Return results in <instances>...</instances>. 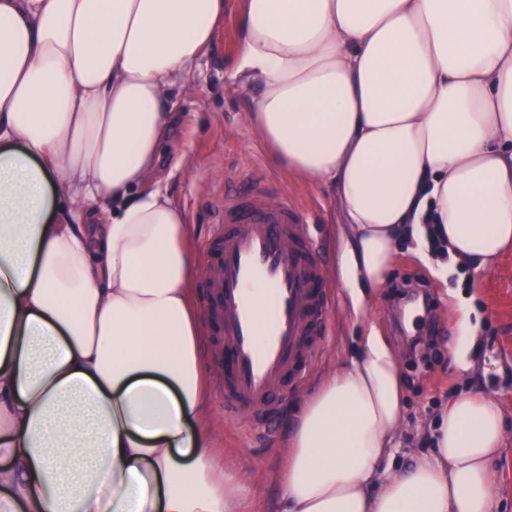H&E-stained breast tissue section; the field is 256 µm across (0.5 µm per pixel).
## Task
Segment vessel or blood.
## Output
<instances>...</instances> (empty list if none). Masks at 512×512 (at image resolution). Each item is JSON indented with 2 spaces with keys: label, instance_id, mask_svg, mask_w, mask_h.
<instances>
[{
  "label": "vessel or blood",
  "instance_id": "1",
  "mask_svg": "<svg viewBox=\"0 0 512 512\" xmlns=\"http://www.w3.org/2000/svg\"><path fill=\"white\" fill-rule=\"evenodd\" d=\"M227 181L248 192L218 200L205 286L221 310L224 417L256 425L312 372L331 297L301 211L249 170Z\"/></svg>",
  "mask_w": 512,
  "mask_h": 512
}]
</instances>
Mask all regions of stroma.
Returning <instances> with one entry per match:
<instances>
[{
    "instance_id": "35a3bbf8",
    "label": "stroma",
    "mask_w": 512,
    "mask_h": 512,
    "mask_svg": "<svg viewBox=\"0 0 512 512\" xmlns=\"http://www.w3.org/2000/svg\"><path fill=\"white\" fill-rule=\"evenodd\" d=\"M225 2L224 27L200 61L196 90L173 95L175 123L162 162L170 175L164 185L187 213L195 246L200 249L215 229L212 203L224 190L225 172L251 169L260 183L275 187L305 212L334 296L324 320L325 341L317 368L282 404L267 433L225 423L222 342L217 336L204 338L218 445L230 466L254 474L255 512H276L278 508L280 487L272 473L279 465L278 448L288 417L335 364L357 354L363 336L373 326L396 353L404 383V411L391 471H399L416 455L430 452L435 423L450 400L472 391L485 394L501 407L506 421L492 492L498 512H512V254L504 255L490 272L458 268L441 280L436 275L437 256L425 257L401 247L388 287L367 293L364 310L354 314L339 274V256L346 241L331 191L309 188L271 161L248 122L247 99L232 89L238 0ZM407 280L426 285L429 305H394L395 285ZM464 317L476 329L466 369L459 366L452 351L458 323Z\"/></svg>"
}]
</instances>
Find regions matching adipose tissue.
<instances>
[{"label": "adipose tissue", "mask_w": 512, "mask_h": 512, "mask_svg": "<svg viewBox=\"0 0 512 512\" xmlns=\"http://www.w3.org/2000/svg\"><path fill=\"white\" fill-rule=\"evenodd\" d=\"M235 90L272 160L335 186L355 307L405 236L512 248V0H241ZM224 0H0V512H252L208 421L192 226L161 186L174 91ZM404 407L382 336L324 376L281 512H494L505 431L480 393L433 455L384 463Z\"/></svg>", "instance_id": "obj_1"}]
</instances>
